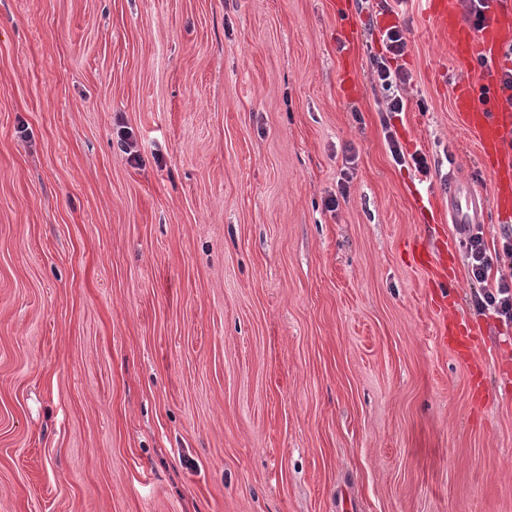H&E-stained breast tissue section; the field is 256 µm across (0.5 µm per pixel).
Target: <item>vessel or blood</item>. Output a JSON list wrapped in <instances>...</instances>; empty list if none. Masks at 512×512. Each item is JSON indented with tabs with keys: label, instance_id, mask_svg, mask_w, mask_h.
Returning <instances> with one entry per match:
<instances>
[{
	"label": "vessel or blood",
	"instance_id": "obj_1",
	"mask_svg": "<svg viewBox=\"0 0 512 512\" xmlns=\"http://www.w3.org/2000/svg\"><path fill=\"white\" fill-rule=\"evenodd\" d=\"M426 13L438 28L448 33L454 56L464 67H478V83L462 82L453 88V102L461 122L475 135L484 167L494 178L491 198L453 185L448 189V215L455 224H481L488 210L512 218V91L502 83L504 47L512 42V0H488L489 8L480 27L461 20L455 0H422ZM432 279L439 290L431 305L448 310V290L453 285L447 253H439L432 266ZM441 338L455 337L458 346L475 350L468 322L440 321Z\"/></svg>",
	"mask_w": 512,
	"mask_h": 512
}]
</instances>
